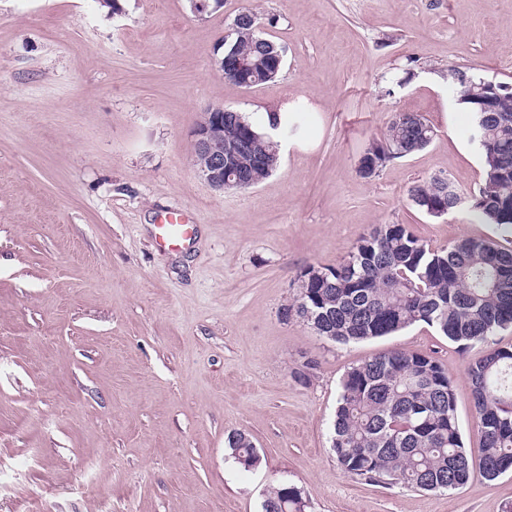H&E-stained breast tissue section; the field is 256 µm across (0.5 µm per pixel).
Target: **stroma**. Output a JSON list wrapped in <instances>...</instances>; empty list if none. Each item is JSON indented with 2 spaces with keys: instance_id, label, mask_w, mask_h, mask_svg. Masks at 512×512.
I'll return each instance as SVG.
<instances>
[{
  "instance_id": "obj_1",
  "label": "stroma",
  "mask_w": 512,
  "mask_h": 512,
  "mask_svg": "<svg viewBox=\"0 0 512 512\" xmlns=\"http://www.w3.org/2000/svg\"><path fill=\"white\" fill-rule=\"evenodd\" d=\"M285 49L270 84L214 69L243 11ZM512 83V0H0V512H261L301 489L308 512H503L512 472L451 492L346 474L331 448L340 382L391 349L435 357L477 449L468 363L424 324L342 345L282 311L307 266L342 261L377 224L434 248L500 238L407 191L435 174L483 179L448 70ZM306 106L277 170L216 191L192 164L201 112L263 121ZM435 128L424 150L363 178L360 154L391 113ZM193 226L155 241L166 212ZM248 434L246 470L225 439ZM307 508L302 491L287 482L272 487L262 503L263 512H307Z\"/></svg>"
}]
</instances>
